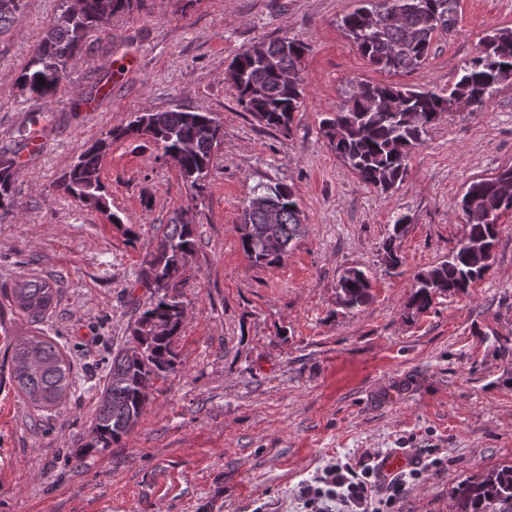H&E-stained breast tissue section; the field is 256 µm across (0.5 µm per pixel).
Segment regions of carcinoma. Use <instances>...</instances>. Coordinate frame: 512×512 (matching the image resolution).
Instances as JSON below:
<instances>
[{"label":"carcinoma","instance_id":"obj_1","mask_svg":"<svg viewBox=\"0 0 512 512\" xmlns=\"http://www.w3.org/2000/svg\"><path fill=\"white\" fill-rule=\"evenodd\" d=\"M133 0H82L78 12L66 9L34 46L18 77L21 90L47 100L66 77L69 61L82 51L89 34L106 33L116 14L129 10ZM458 0H359V6L341 18L339 26L357 50L378 69L389 73L419 67L431 54L436 37L449 33L456 20ZM23 0H0V33L20 16ZM309 45L295 38L260 41L236 55L227 79L241 107L261 124L288 136L293 114L302 105V63ZM44 83L38 84V78ZM512 84V29L486 34L476 55L459 69L455 81L440 91L418 90L400 84L358 82L336 112L323 119L329 146L359 180L388 191L407 172L410 150L424 142L428 129L452 105L471 102L481 108L503 84ZM115 128L78 157L60 187L68 195L98 210H106L100 168L112 142L146 136L162 150L190 188H202L220 122L210 112L178 108L147 114ZM16 160L0 157V220L12 214V184ZM253 198L265 199L275 212L248 205L236 226L240 245L250 261L273 266L288 255L291 242L301 235L302 214L291 187L259 183ZM467 225L458 247L437 265L415 277L408 308L423 311L434 299L465 293L489 268V248L496 244L499 218L512 210V165L496 174L471 181L461 202ZM408 216L400 215L384 243L389 266L401 264L397 241L404 235ZM197 245L191 219L180 217L167 225L156 251L137 283L150 292L149 305L129 325V336L116 352L93 419L92 448L106 449L129 434L149 403L144 389L173 371L174 344L184 324L185 302L177 291L187 258ZM337 304L352 310L369 300L370 282L357 268L343 271L338 280ZM54 288L45 280H29L13 289L11 302L32 319L53 304ZM12 376L18 389L34 404L49 407L70 391L73 370L60 348L49 340L18 343L12 356ZM455 512H512V466H505L458 490Z\"/></svg>","mask_w":512,"mask_h":512}]
</instances>
